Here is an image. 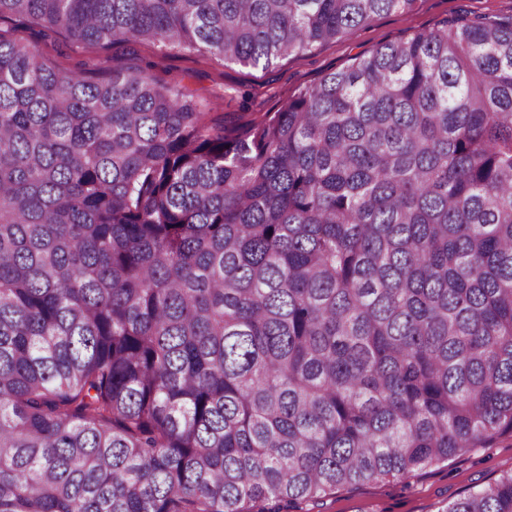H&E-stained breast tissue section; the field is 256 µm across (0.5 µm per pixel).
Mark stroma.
I'll return each instance as SVG.
<instances>
[{"label":"stroma","mask_w":512,"mask_h":512,"mask_svg":"<svg viewBox=\"0 0 512 512\" xmlns=\"http://www.w3.org/2000/svg\"><path fill=\"white\" fill-rule=\"evenodd\" d=\"M470 14H512V0H416L411 11L376 17L339 41L305 56L289 57L267 70L223 63L190 52H166L149 43L118 42L102 48L74 44L62 33L44 37L39 28L5 23L0 30L26 44L40 46L60 68L105 70L149 66L163 82L183 81L198 99L209 102L213 124L233 129L261 121L289 97L323 74L345 67L350 58L378 46ZM512 464V436L494 447L476 448L402 479L340 487L316 501H301L288 512H443L447 503L494 482Z\"/></svg>","instance_id":"1"}]
</instances>
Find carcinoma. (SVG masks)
Here are the masks:
<instances>
[{"label":"carcinoma","instance_id":"cac0c4a2","mask_svg":"<svg viewBox=\"0 0 512 512\" xmlns=\"http://www.w3.org/2000/svg\"><path fill=\"white\" fill-rule=\"evenodd\" d=\"M416 0H0L268 69ZM0 33V512H282L512 435V14L230 136ZM443 512H512V466Z\"/></svg>","mask_w":512,"mask_h":512}]
</instances>
